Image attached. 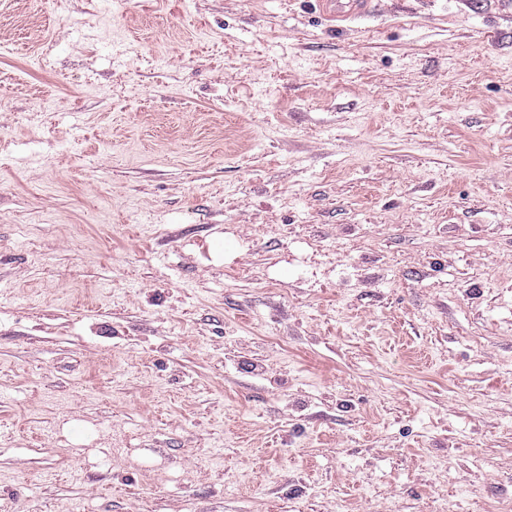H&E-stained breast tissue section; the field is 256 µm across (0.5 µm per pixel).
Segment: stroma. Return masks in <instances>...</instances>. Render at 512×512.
Returning a JSON list of instances; mask_svg holds the SVG:
<instances>
[{"mask_svg":"<svg viewBox=\"0 0 512 512\" xmlns=\"http://www.w3.org/2000/svg\"><path fill=\"white\" fill-rule=\"evenodd\" d=\"M0 512H512V0H0ZM362 1L318 0L322 14L332 20H347L359 14Z\"/></svg>","mask_w":512,"mask_h":512,"instance_id":"stroma-1","label":"stroma"}]
</instances>
